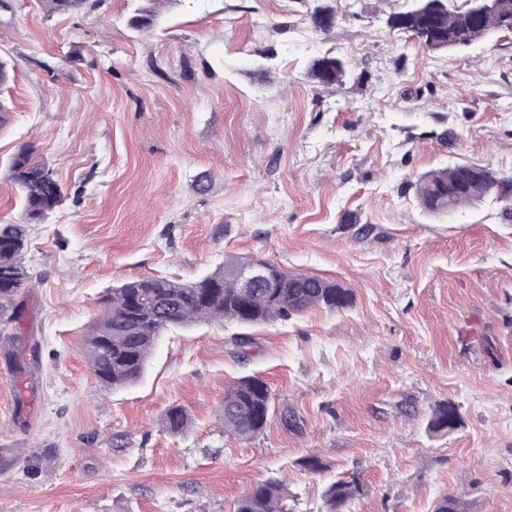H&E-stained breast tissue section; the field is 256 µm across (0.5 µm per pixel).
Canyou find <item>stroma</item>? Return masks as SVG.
Instances as JSON below:
<instances>
[{"label": "stroma", "instance_id": "stroma-1", "mask_svg": "<svg viewBox=\"0 0 512 512\" xmlns=\"http://www.w3.org/2000/svg\"><path fill=\"white\" fill-rule=\"evenodd\" d=\"M412 0H132L48 14L13 0L0 58V224L35 283L0 315V512H235L259 483L287 512H512V216L495 196L433 215L410 181L457 163L512 178V36L432 51L389 31ZM323 55L352 75L326 89ZM33 146L63 202L27 222L9 167ZM336 281L351 308L159 336L142 378L103 391L83 336L107 288L198 279L226 259ZM247 343H240V336ZM273 395L267 429L225 433L224 391ZM449 400L460 424L427 428ZM187 409L181 435L162 430ZM317 454L319 474L303 468ZM159 1L163 0H146V4L139 5L129 19L130 27L136 30H150L154 28L159 14ZM189 425L187 411L179 405H171L162 418V427L173 435L185 432ZM362 492V485L356 478L330 483L324 493L325 512H351L352 503Z\"/></svg>", "mask_w": 512, "mask_h": 512}]
</instances>
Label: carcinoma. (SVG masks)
Segmentation results:
<instances>
[{"mask_svg":"<svg viewBox=\"0 0 512 512\" xmlns=\"http://www.w3.org/2000/svg\"><path fill=\"white\" fill-rule=\"evenodd\" d=\"M507 13L487 11L474 14L475 0H414L408 9L388 16L397 22L395 30L416 37L432 51L467 47L502 32L512 17V0ZM159 0H146L129 19L130 27L150 30L156 25ZM88 0H46L48 13H80ZM311 21L321 31L331 30L336 23L335 10L319 5L311 13ZM345 61L325 56L310 65V74L324 87L342 85ZM46 164L24 147L11 162L12 178L21 193L25 213L38 219L62 201V192L50 190L41 174ZM422 208L433 214L454 210L480 201L496 193L512 211V184L498 178L490 169L473 163L426 173L409 183ZM25 229L21 224H0V308L13 304L31 276L22 261ZM245 261L232 258L224 268L197 280L180 282L165 277H147L125 282L104 291L98 305L100 314L89 326L83 347L91 370L100 385L108 390L136 382L143 374L161 333L174 326L189 325L201 318L230 319L242 327H254L276 319H286L312 308L330 312L343 311L353 304L351 290L318 276L290 273L271 265L275 287L260 286L244 294L237 287L234 272ZM272 393L260 378L239 379L224 392L222 422L224 431L241 440L263 433L269 424ZM456 407L443 401L435 405L428 424L435 433H447L457 427L452 417ZM189 425L187 411L168 407L162 427L173 435L185 432ZM362 485L357 479L336 480L324 493L326 512H351ZM283 488L266 482L238 502L236 512H282ZM433 512H466L460 499L444 495Z\"/></svg>","mask_w":512,"mask_h":512,"instance_id":"cac0c4a2","label":"carcinoma"}]
</instances>
